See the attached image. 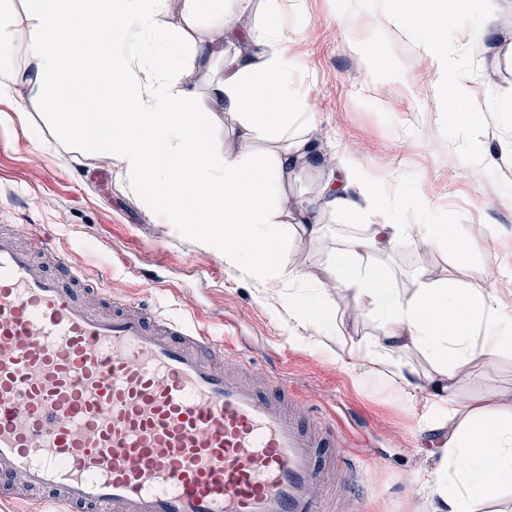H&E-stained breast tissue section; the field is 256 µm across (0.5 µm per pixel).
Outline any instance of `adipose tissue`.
<instances>
[{"label":"adipose tissue","instance_id":"obj_1","mask_svg":"<svg viewBox=\"0 0 512 512\" xmlns=\"http://www.w3.org/2000/svg\"><path fill=\"white\" fill-rule=\"evenodd\" d=\"M169 0H35L23 46L25 64L0 79V100L25 87L35 99L53 95L66 117L64 132L116 164L133 188L149 186L147 205L166 223L204 234L234 250L272 279L297 276L292 255L279 250L271 208L282 196V180L309 149L300 134L299 94L292 80L296 61L278 14L247 36L237 33L224 0H184L183 17H207L212 53L238 40L224 63V79L210 101L180 87L185 44L160 24ZM95 40L81 38L84 30ZM240 116L235 149L223 152L208 130L214 110ZM267 136L280 148L258 165L250 146ZM471 236L454 224H370L337 256L339 288L382 314L383 338L372 355L395 346H421L438 361L435 399L450 423L440 448L441 463L428 491L432 512H474L512 479V405H474L468 415L454 388L457 367L473 356L494 360L512 348V308L491 292L471 286H441L417 279L393 293L385 269L360 270L354 257L401 243L449 249L468 259Z\"/></svg>","mask_w":512,"mask_h":512}]
</instances>
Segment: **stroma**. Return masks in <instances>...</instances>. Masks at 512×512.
<instances>
[{
	"instance_id": "obj_1",
	"label": "stroma",
	"mask_w": 512,
	"mask_h": 512,
	"mask_svg": "<svg viewBox=\"0 0 512 512\" xmlns=\"http://www.w3.org/2000/svg\"><path fill=\"white\" fill-rule=\"evenodd\" d=\"M224 7L245 33L275 10L288 27L311 151L286 191L325 226L313 239L297 225L279 227L280 248L304 256L300 277L271 282L230 266L204 236L164 223L110 160L61 137V118L46 98L21 94L0 103V225L41 226L84 277L107 283L110 297L149 295L201 324L228 327L247 359L279 373L304 408L342 432L362 489L337 512H431L425 486L440 456L427 439L443 413L429 390H413L402 374L426 378L438 362L415 346L393 350L379 365L369 361L384 321L337 290L336 256L366 224L464 231L482 224L496 236L477 239L464 265L451 251L409 243L357 263L388 270L399 293L434 268L437 282L512 301V277L493 265L512 262V0H467L465 20L448 30L447 50L468 79L477 114L470 123L450 121L433 95L440 75L410 34L411 0H225ZM29 13L28 0H0V21L15 46L8 66L25 62ZM163 22L188 41L185 88L209 100L224 63L203 50L207 19L185 25L182 0H170ZM344 151L361 181L339 166ZM330 179L346 188L347 207L319 208L318 192ZM289 295L301 308L285 304ZM323 311L337 313L338 328L320 319ZM455 389L476 404L490 392L511 403L512 349L462 367Z\"/></svg>"
}]
</instances>
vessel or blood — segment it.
Listing matches in <instances>:
<instances>
[{
  "mask_svg": "<svg viewBox=\"0 0 512 512\" xmlns=\"http://www.w3.org/2000/svg\"><path fill=\"white\" fill-rule=\"evenodd\" d=\"M46 273L0 234V492L48 493L42 512H330L313 494L360 470L325 417L288 409L293 390L212 329L158 305L93 313L58 257Z\"/></svg>",
  "mask_w": 512,
  "mask_h": 512,
  "instance_id": "b4317fda",
  "label": "vessel or blood"
}]
</instances>
